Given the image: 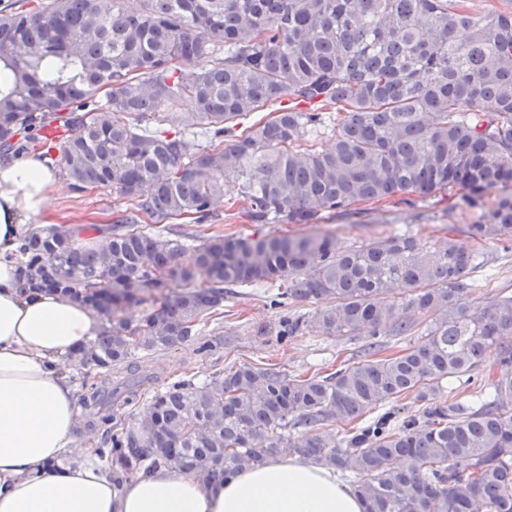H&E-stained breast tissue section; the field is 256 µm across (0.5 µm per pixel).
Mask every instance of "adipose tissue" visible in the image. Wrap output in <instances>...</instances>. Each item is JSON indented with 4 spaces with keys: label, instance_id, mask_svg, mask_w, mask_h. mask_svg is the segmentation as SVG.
I'll list each match as a JSON object with an SVG mask.
<instances>
[{
    "label": "adipose tissue",
    "instance_id": "1",
    "mask_svg": "<svg viewBox=\"0 0 512 512\" xmlns=\"http://www.w3.org/2000/svg\"><path fill=\"white\" fill-rule=\"evenodd\" d=\"M58 184L38 153L0 163V512H364L314 463L279 459L208 484L164 467L118 481L74 445L75 387L59 365L103 325L80 300L23 290L10 258Z\"/></svg>",
    "mask_w": 512,
    "mask_h": 512
}]
</instances>
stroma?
Returning a JSON list of instances; mask_svg holds the SVG:
<instances>
[{
	"mask_svg": "<svg viewBox=\"0 0 512 512\" xmlns=\"http://www.w3.org/2000/svg\"><path fill=\"white\" fill-rule=\"evenodd\" d=\"M231 208L225 209L211 230L224 235L247 236L288 235L330 237L338 247L348 248L396 234H408L423 241L439 243L455 238L466 240L470 224L476 223L482 209L492 206L501 194L494 188L484 193L479 206H468L464 191H452L421 197L409 196L397 205L365 203L355 212L326 218L317 224H253L234 203L240 186L228 181L224 187ZM54 221L64 224H94L107 228L113 219L130 213L133 203L116 191L98 188L79 193L68 183H61L53 193ZM477 267L471 277L477 285L475 297L486 302L497 293H512V238L479 244ZM285 311L272 307L266 293L255 288H237L224 299V312L212 318L206 332L226 333L224 350L219 358H201L191 349L182 348L156 354L150 362L159 382H171L182 376L204 380L214 365L229 367L244 362L273 364L290 375L321 372L328 374L351 358L362 356L363 337L326 336L312 327L297 333L288 342L277 343L272 335ZM267 327L268 335H258V327Z\"/></svg>",
	"mask_w": 512,
	"mask_h": 512,
	"instance_id": "obj_1",
	"label": "stroma"
}]
</instances>
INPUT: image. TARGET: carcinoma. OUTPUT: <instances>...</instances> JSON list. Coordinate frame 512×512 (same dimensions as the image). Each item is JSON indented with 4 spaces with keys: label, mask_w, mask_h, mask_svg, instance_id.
Segmentation results:
<instances>
[{
    "label": "carcinoma",
    "mask_w": 512,
    "mask_h": 512,
    "mask_svg": "<svg viewBox=\"0 0 512 512\" xmlns=\"http://www.w3.org/2000/svg\"><path fill=\"white\" fill-rule=\"evenodd\" d=\"M469 0H42L0 10V154L51 151L60 122L62 176L77 192L111 188L135 212L103 238L85 224L26 231L17 259L31 289L80 299L111 326L71 354L129 377L82 402L96 459L131 477L163 466L202 482L295 456L353 478L365 512H512V294L471 299L472 245L392 235L336 248L326 237L211 236L190 246L166 220L203 224L240 181L254 224H317L356 203L512 187V12ZM284 97L334 106L333 145L302 147L322 113L274 108ZM187 104L189 112H165ZM268 119L236 131L238 119ZM169 125V129L161 125ZM203 126L196 150L185 130ZM512 234V193L469 227L478 242ZM269 283L270 304L330 299L286 315L276 341L310 325L363 336L368 357L336 372L292 376L269 365L180 378L140 404L153 379L138 360L185 346H224L201 328L224 289ZM420 339L385 355L382 336ZM498 353L479 401L448 402ZM413 397L411 414L398 405ZM331 419L352 426L319 434ZM306 429L296 440L291 430Z\"/></svg>",
    "instance_id": "1"
}]
</instances>
